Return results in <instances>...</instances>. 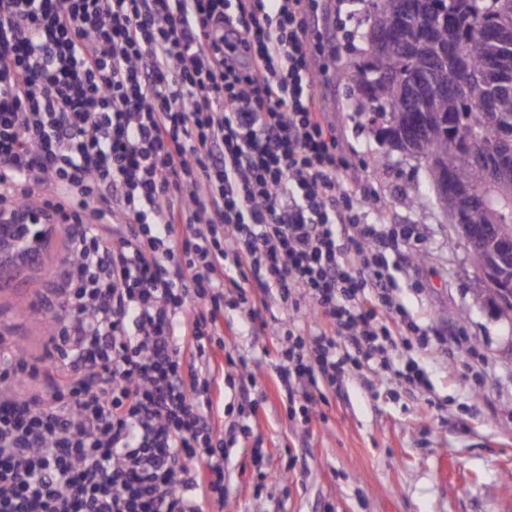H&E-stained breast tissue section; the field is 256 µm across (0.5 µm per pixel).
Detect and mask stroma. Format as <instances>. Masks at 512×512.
I'll return each instance as SVG.
<instances>
[{
    "mask_svg": "<svg viewBox=\"0 0 512 512\" xmlns=\"http://www.w3.org/2000/svg\"><path fill=\"white\" fill-rule=\"evenodd\" d=\"M367 8L366 0H315L310 38L334 46L313 56L315 98L352 161L344 184L369 182L378 211L417 225L422 260H394L415 273L403 301L447 342L441 351H401L426 371L431 390L350 368L327 389L326 405L309 420H292L274 383L277 338L249 323L235 293L225 292L224 342L257 384L245 397L239 386L224 387V424L238 429L224 450V512H512V318L473 293L477 270L424 163L391 151L338 77L361 59L350 41ZM384 154L388 165L377 166ZM62 236L51 226L40 263L13 272L0 288V327L33 353L46 325L32 307L60 258Z\"/></svg>",
    "mask_w": 512,
    "mask_h": 512,
    "instance_id": "stroma-1",
    "label": "stroma"
}]
</instances>
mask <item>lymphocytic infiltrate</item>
Wrapping results in <instances>:
<instances>
[{"instance_id": "f902f5d3", "label": "lymphocytic infiltrate", "mask_w": 512, "mask_h": 512, "mask_svg": "<svg viewBox=\"0 0 512 512\" xmlns=\"http://www.w3.org/2000/svg\"><path fill=\"white\" fill-rule=\"evenodd\" d=\"M314 85L306 0H0V212L65 229L40 354L0 331V512H222L225 282L309 319L290 405L432 345Z\"/></svg>"}]
</instances>
